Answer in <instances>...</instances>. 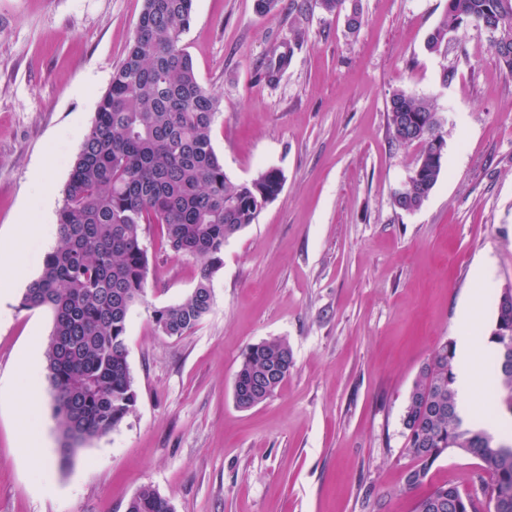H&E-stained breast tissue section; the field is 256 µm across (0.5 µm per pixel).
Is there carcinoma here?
<instances>
[{
	"mask_svg": "<svg viewBox=\"0 0 512 512\" xmlns=\"http://www.w3.org/2000/svg\"><path fill=\"white\" fill-rule=\"evenodd\" d=\"M194 0H145L121 66L112 73L96 118L76 155L57 213L58 241L43 259L40 275L26 288L21 308H48L54 316L45 350L46 377L59 433L60 467L79 447L120 428L133 412L137 392L128 364L127 319L146 302L149 259L145 226L158 224L171 250L200 262L195 288L181 301L151 310L155 329L181 337L193 331L214 304L212 278L224 264V242L255 222L283 187L274 168L233 184L212 143L221 99L200 82L182 37ZM472 25L491 34V47L512 75V0H448L430 34L432 53L448 50V33ZM292 52L272 51L266 73L273 81ZM388 132L399 146L417 144L415 167L394 205L416 211L442 171L433 157L439 125L430 100L399 90L390 98ZM512 287L497 298L496 323L512 324ZM492 363V403L483 419L495 422L498 406L512 412V372L502 363L503 337ZM294 367L284 340L253 344L242 353L234 400L251 409L274 395ZM454 341L435 348L413 383L403 416L411 459L405 488L422 486L432 467L450 453L480 460L493 474L475 501L452 484L432 488L421 504L436 499L441 512H512V443L495 439L485 425L463 426L456 408ZM127 512H173L150 485L141 486Z\"/></svg>",
	"mask_w": 512,
	"mask_h": 512,
	"instance_id": "1",
	"label": "carcinoma"
}]
</instances>
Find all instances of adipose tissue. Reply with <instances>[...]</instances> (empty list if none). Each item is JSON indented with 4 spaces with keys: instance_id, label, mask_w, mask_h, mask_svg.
Listing matches in <instances>:
<instances>
[{
    "instance_id": "1",
    "label": "adipose tissue",
    "mask_w": 512,
    "mask_h": 512,
    "mask_svg": "<svg viewBox=\"0 0 512 512\" xmlns=\"http://www.w3.org/2000/svg\"><path fill=\"white\" fill-rule=\"evenodd\" d=\"M51 195H44L40 211L24 212L12 240L0 243V270L21 273L25 266L26 245L30 237L43 234L51 208ZM461 330L455 339L458 409L461 416L474 418L481 413L483 403L479 391L486 383L485 361L494 352L493 344L482 338L474 325L472 307H465L460 315Z\"/></svg>"
}]
</instances>
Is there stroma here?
I'll list each match as a JSON object with an SVG mask.
<instances>
[{
	"instance_id": "stroma-1",
	"label": "stroma",
	"mask_w": 512,
	"mask_h": 512,
	"mask_svg": "<svg viewBox=\"0 0 512 512\" xmlns=\"http://www.w3.org/2000/svg\"><path fill=\"white\" fill-rule=\"evenodd\" d=\"M303 2L261 15L254 0H194L183 43L222 98L212 142L224 171L239 184L275 168L283 189L225 242L213 308L181 337L157 333L150 309L190 293L198 264L148 227L147 302L127 319L135 410L64 470L50 398L24 421L0 399V512H126L144 485L175 512H412L420 492L404 488L402 418L414 380L457 335L480 261L492 258L497 288L512 285V77L473 26L447 52L427 50L448 0H358L354 34L345 14ZM143 7L0 0V241L39 207L44 159L61 201ZM288 46L287 69L268 83L272 50ZM399 90L433 100L445 142L441 176L413 212L393 204L419 153L388 134ZM46 253L30 242L0 303V388L13 396L49 388L16 369L53 329L50 310L20 307ZM275 339L292 349L291 374L264 403L237 408L241 352ZM23 422L43 464L18 445ZM481 473L452 454L428 480L470 494Z\"/></svg>"
}]
</instances>
